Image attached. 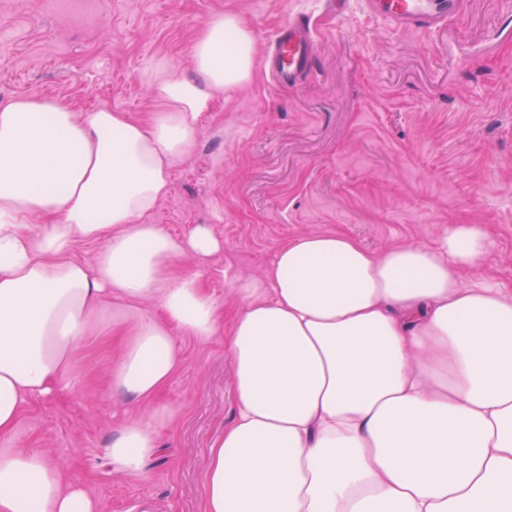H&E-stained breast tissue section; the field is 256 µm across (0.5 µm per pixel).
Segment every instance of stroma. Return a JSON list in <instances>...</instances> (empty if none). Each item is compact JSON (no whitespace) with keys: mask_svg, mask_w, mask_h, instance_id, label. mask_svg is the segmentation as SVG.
Segmentation results:
<instances>
[{"mask_svg":"<svg viewBox=\"0 0 512 512\" xmlns=\"http://www.w3.org/2000/svg\"><path fill=\"white\" fill-rule=\"evenodd\" d=\"M221 11L238 14L261 50L301 16L316 67L288 88L259 62L249 83L218 95L150 217L175 237L205 225L224 242L177 263L225 318L210 339L177 335L182 364L158 396L175 410L162 453L138 476L115 472L105 453L113 428L144 409L110 386L118 331L158 315L154 301L102 307L72 348V387L31 401L0 439L43 454L97 512H200L208 442L235 410L224 345L233 288L261 276L288 239L341 232L382 251L480 224L494 240L482 271L512 292V0H465L432 31L395 30L360 0H0V101L33 96L148 120L146 74L160 59L191 73L195 37Z\"/></svg>","mask_w":512,"mask_h":512,"instance_id":"obj_1","label":"stroma"}]
</instances>
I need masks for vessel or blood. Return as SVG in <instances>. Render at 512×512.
Segmentation results:
<instances>
[{"mask_svg":"<svg viewBox=\"0 0 512 512\" xmlns=\"http://www.w3.org/2000/svg\"><path fill=\"white\" fill-rule=\"evenodd\" d=\"M372 18L386 21L401 30L432 28L458 17L464 0H362ZM314 39L299 20L291 19L276 32L267 53V64L279 86L294 85L299 75L310 69Z\"/></svg>","mask_w":512,"mask_h":512,"instance_id":"obj_1","label":"vessel or blood"}]
</instances>
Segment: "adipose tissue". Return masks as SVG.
Wrapping results in <instances>:
<instances>
[{"label": "adipose tissue", "mask_w": 512, "mask_h": 512, "mask_svg": "<svg viewBox=\"0 0 512 512\" xmlns=\"http://www.w3.org/2000/svg\"><path fill=\"white\" fill-rule=\"evenodd\" d=\"M256 41L236 13L206 23L193 72L161 65L149 121L77 113L37 97L0 102V436L23 408L72 383L70 351L105 304L157 301L123 329L113 392L144 403L112 432L117 473L159 455L175 414L156 400L220 312L178 239L148 218L217 95L248 83ZM44 220L25 231L28 217ZM101 243L94 262L79 242ZM493 242L455 224L434 246L380 252L342 233L284 242L239 283L225 344L235 412L210 441L202 512H512V293L484 275ZM0 512H97L36 453L0 450Z\"/></svg>", "instance_id": "1"}]
</instances>
